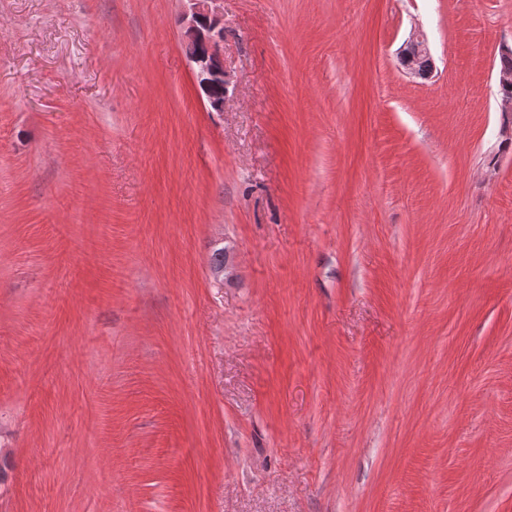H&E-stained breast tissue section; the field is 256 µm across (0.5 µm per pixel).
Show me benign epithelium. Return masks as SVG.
<instances>
[{
  "label": "benign epithelium",
  "mask_w": 512,
  "mask_h": 512,
  "mask_svg": "<svg viewBox=\"0 0 512 512\" xmlns=\"http://www.w3.org/2000/svg\"><path fill=\"white\" fill-rule=\"evenodd\" d=\"M181 14L184 46L199 44L204 52L189 55L199 87L219 85L228 89L224 71V24L219 9L221 0H185ZM406 74L423 77L433 71L434 60L423 35L414 32L399 50Z\"/></svg>",
  "instance_id": "7a95c632"
}]
</instances>
